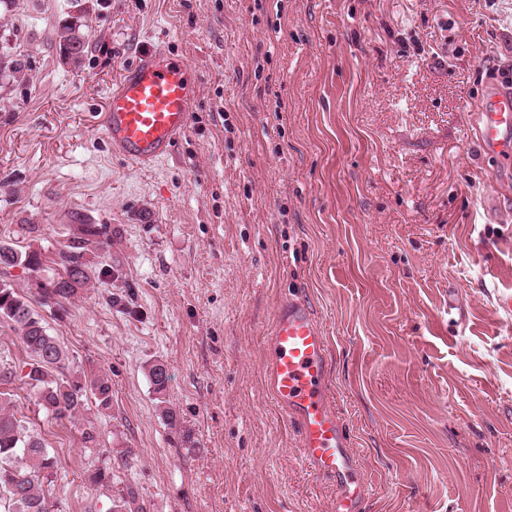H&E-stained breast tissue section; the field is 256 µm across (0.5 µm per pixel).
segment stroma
<instances>
[{"label":"stroma","mask_w":512,"mask_h":512,"mask_svg":"<svg viewBox=\"0 0 512 512\" xmlns=\"http://www.w3.org/2000/svg\"><path fill=\"white\" fill-rule=\"evenodd\" d=\"M0 44L22 64L0 78V242L51 280L78 210L109 230L90 264L115 271L60 309L0 271L71 369L112 379L111 410L71 422L8 386L56 461L57 512H332L263 382L292 295L329 338L364 512H512V165L470 139L489 66L512 64V0H9ZM152 45L199 95L172 156L139 168L99 121ZM91 425L107 487L84 475ZM79 21L68 22L60 30V51L68 59L80 61L88 47V34ZM163 366L166 367L165 375L162 373L161 367ZM147 373L150 383L153 386L154 392L157 396L158 402H165L168 383L170 381V375L168 373L166 364L160 360L149 362L147 365Z\"/></svg>","instance_id":"obj_1"}]
</instances>
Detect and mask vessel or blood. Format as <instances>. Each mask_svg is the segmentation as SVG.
Returning a JSON list of instances; mask_svg holds the SVG:
<instances>
[{
	"instance_id": "vessel-or-blood-1",
	"label": "vessel or blood",
	"mask_w": 512,
	"mask_h": 512,
	"mask_svg": "<svg viewBox=\"0 0 512 512\" xmlns=\"http://www.w3.org/2000/svg\"><path fill=\"white\" fill-rule=\"evenodd\" d=\"M197 77L183 60L149 48L110 86L102 134L112 154L144 166L164 160L187 132ZM483 152L512 155V80L487 90L474 120ZM327 338L301 300L283 299L275 313L263 361L274 403L295 428L310 473L336 489L334 512H361L366 494L350 437L327 388Z\"/></svg>"
}]
</instances>
